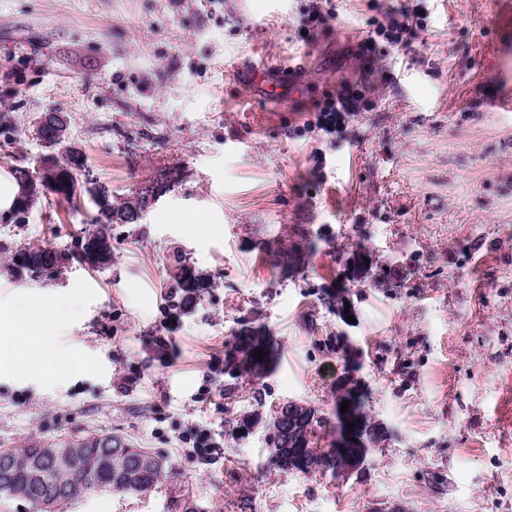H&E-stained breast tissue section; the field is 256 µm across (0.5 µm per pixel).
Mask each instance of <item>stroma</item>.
I'll list each match as a JSON object with an SVG mask.
<instances>
[{"instance_id":"1","label":"stroma","mask_w":512,"mask_h":512,"mask_svg":"<svg viewBox=\"0 0 512 512\" xmlns=\"http://www.w3.org/2000/svg\"><path fill=\"white\" fill-rule=\"evenodd\" d=\"M505 2L335 0L306 40L295 20L311 0H0V183L42 155L34 127L57 110L113 200L168 185L113 225L101 269L12 265L29 242L73 247L91 201H40L22 224L0 210V305L70 299L47 353L85 361L0 375V448L112 433L169 465L151 490L58 512H512V108L493 105L512 99ZM407 7L425 14L409 48L380 38L360 56ZM290 59L306 78L279 109L225 71ZM356 90L354 111L317 126V102ZM356 251L369 264L349 281ZM179 257L210 288L173 316ZM248 326L277 362L233 380L225 357ZM346 375L387 431L364 468L270 467L266 428L241 418L288 402L332 414ZM195 429L223 435L216 463L181 450Z\"/></svg>"}]
</instances>
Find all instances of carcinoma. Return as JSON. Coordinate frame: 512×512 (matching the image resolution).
Listing matches in <instances>:
<instances>
[{"label": "carcinoma", "mask_w": 512, "mask_h": 512, "mask_svg": "<svg viewBox=\"0 0 512 512\" xmlns=\"http://www.w3.org/2000/svg\"><path fill=\"white\" fill-rule=\"evenodd\" d=\"M69 129L58 130L49 138H42L46 152L39 157L42 164V184L37 189L26 187L23 177L15 175L18 194L15 196L11 211L15 223L24 221L25 215L41 198L52 195L68 203L79 196V172L85 169L86 156L78 148L68 144ZM98 214L92 220L84 236L78 240L76 250L72 252L56 251L49 246L28 244L18 249L13 255L14 267L21 270L31 269V264L55 253V259L41 266L43 271H58L71 259L82 260L90 251L102 255L98 267L102 268L112 261L111 225L136 224L135 215L146 206L143 196H133L116 206L111 199L101 203L94 201ZM210 288L209 282L190 265L178 262L172 274L171 295L179 297L178 306L185 308L192 304L201 293ZM262 351L264 358L259 360L256 351ZM235 366H226V373L236 378L233 370L256 379L262 377L276 358L275 345L271 338L257 330L246 329L235 338ZM358 413L364 430L369 436L370 444L378 445L384 440L386 431L383 427L369 421L364 413V406L358 407ZM328 418L320 411L297 403L284 404L272 419L267 422L269 430V465L282 471L336 472V452L297 445L298 440L308 442V435L326 427ZM69 448L67 461L53 463L45 467L42 477L34 480L27 471L19 467L11 483L9 499L23 500L33 508L42 510V501L46 497L64 495L72 499L83 493L110 489L130 492H144L155 487L163 478L167 461L156 453L149 467H141L131 447L96 448L92 443L81 440L65 441Z\"/></svg>", "instance_id": "1"}]
</instances>
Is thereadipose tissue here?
I'll return each instance as SVG.
<instances>
[{
  "instance_id": "obj_1",
  "label": "adipose tissue",
  "mask_w": 512,
  "mask_h": 512,
  "mask_svg": "<svg viewBox=\"0 0 512 512\" xmlns=\"http://www.w3.org/2000/svg\"><path fill=\"white\" fill-rule=\"evenodd\" d=\"M68 315L62 299L43 309L0 308V373L23 376L43 369L44 333Z\"/></svg>"
}]
</instances>
